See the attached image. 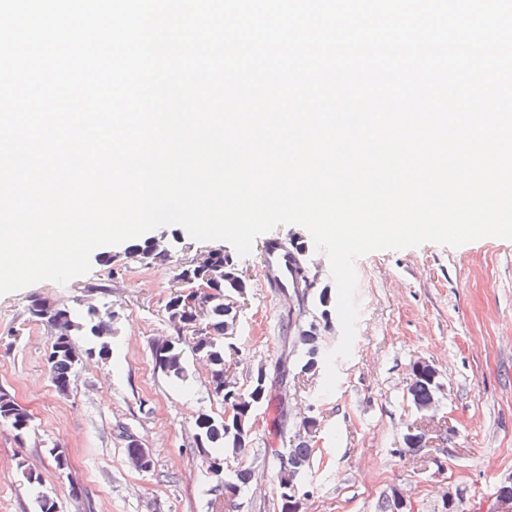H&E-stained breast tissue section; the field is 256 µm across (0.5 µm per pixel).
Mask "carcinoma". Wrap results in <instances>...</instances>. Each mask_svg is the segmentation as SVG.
<instances>
[{"label": "carcinoma", "instance_id": "1", "mask_svg": "<svg viewBox=\"0 0 512 512\" xmlns=\"http://www.w3.org/2000/svg\"><path fill=\"white\" fill-rule=\"evenodd\" d=\"M178 239L176 232L167 236L135 242L127 247L126 257L139 260H164L168 256L169 239ZM288 267L301 270L310 279L311 287H317L319 270L308 260L305 247L291 246L283 252ZM209 279L213 299L198 311L186 307V292L204 279ZM247 283L240 275L233 258L222 250H211L204 255L192 257L181 264L176 277L175 289L166 303V313L173 334L153 343L156 366L173 377L184 376L183 344L195 322L205 324V333L194 338L192 350L201 355L210 366L209 387L212 396L224 404V418L217 420L202 413L195 420V444L199 454L208 462V474L213 491L238 495L250 483L252 471L248 468L229 473L224 470V459L228 456H244L251 443L249 426H241L238 420H248L258 406L274 407L273 426L275 433L285 428L288 418V398L283 393H271L266 383V369L259 367L250 377V384L243 389L230 381L224 372V337L233 334L236 308L231 300L246 292ZM305 302L298 306V316L288 314V330L292 331L294 350L302 355L301 371L315 374L325 361V353L318 336L317 324H305L301 315ZM27 319L48 327L53 336L50 352L46 354L47 368L52 386L61 396L70 392L79 365L85 358L107 359L112 354V325L114 312L110 306H99L86 301L78 308L49 304L40 299L32 300L26 310ZM88 340L89 346L80 349L76 337ZM440 383L424 369L411 370L408 393L411 403L419 411L436 406ZM32 415L18 404L4 389H0V424L18 435L31 429ZM316 420L307 419L299 425L293 444L286 448L271 449L272 457L280 461L283 479L293 478L298 483L313 455L306 434L314 430Z\"/></svg>", "mask_w": 512, "mask_h": 512}]
</instances>
